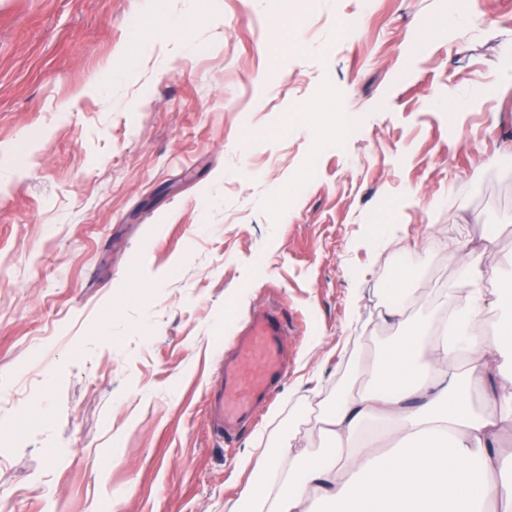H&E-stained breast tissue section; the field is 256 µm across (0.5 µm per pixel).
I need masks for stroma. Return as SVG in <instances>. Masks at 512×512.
<instances>
[{"instance_id": "stroma-1", "label": "stroma", "mask_w": 512, "mask_h": 512, "mask_svg": "<svg viewBox=\"0 0 512 512\" xmlns=\"http://www.w3.org/2000/svg\"><path fill=\"white\" fill-rule=\"evenodd\" d=\"M461 2L0 0V512H234L463 243L512 258V0ZM272 298L288 375L228 444L212 364ZM382 300L380 317L400 321L414 303V295L408 288H401L395 280H389L378 288Z\"/></svg>"}]
</instances>
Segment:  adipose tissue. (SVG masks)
<instances>
[{
    "mask_svg": "<svg viewBox=\"0 0 512 512\" xmlns=\"http://www.w3.org/2000/svg\"><path fill=\"white\" fill-rule=\"evenodd\" d=\"M438 305L447 311L439 336L400 337L365 363L370 390L337 394L320 410V453L292 434L240 460L250 475L247 512H317L319 500L329 512H486L512 503V456L497 451L512 430V289L487 288L474 248ZM488 305L506 314L492 336L477 324ZM477 382L490 385L492 409L472 404ZM372 417L385 421L379 437L396 443L381 456L361 452Z\"/></svg>",
    "mask_w": 512,
    "mask_h": 512,
    "instance_id": "ef3b65f1",
    "label": "adipose tissue"
}]
</instances>
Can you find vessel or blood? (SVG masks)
<instances>
[{
  "mask_svg": "<svg viewBox=\"0 0 512 512\" xmlns=\"http://www.w3.org/2000/svg\"><path fill=\"white\" fill-rule=\"evenodd\" d=\"M288 333V312L275 300L241 319L231 340V356L218 365L211 428L230 439L246 422L257 421L262 405L272 401L286 376L282 338Z\"/></svg>",
  "mask_w": 512,
  "mask_h": 512,
  "instance_id": "obj_1",
  "label": "vessel or blood"
}]
</instances>
